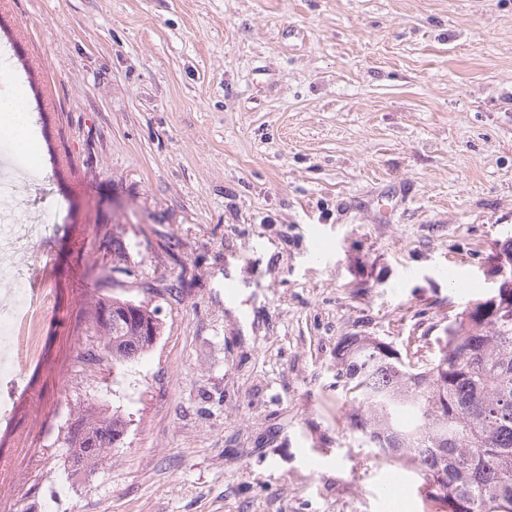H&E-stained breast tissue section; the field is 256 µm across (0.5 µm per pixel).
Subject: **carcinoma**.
I'll return each instance as SVG.
<instances>
[{"label":"carcinoma","mask_w":512,"mask_h":512,"mask_svg":"<svg viewBox=\"0 0 512 512\" xmlns=\"http://www.w3.org/2000/svg\"><path fill=\"white\" fill-rule=\"evenodd\" d=\"M88 332L99 342L86 356L119 368L154 346L161 324L142 302L101 297ZM338 356L357 448L413 471L436 512H512V288L458 312L430 361L372 338L344 341ZM126 427L117 413L78 410L64 437L70 475L95 474Z\"/></svg>","instance_id":"carcinoma-1"}]
</instances>
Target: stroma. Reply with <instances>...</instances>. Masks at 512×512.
I'll use <instances>...</instances> for the list:
<instances>
[{"instance_id": "1", "label": "stroma", "mask_w": 512, "mask_h": 512, "mask_svg": "<svg viewBox=\"0 0 512 512\" xmlns=\"http://www.w3.org/2000/svg\"><path fill=\"white\" fill-rule=\"evenodd\" d=\"M0 159L46 279L0 512H426L352 445L336 347L420 359L512 239V0H0ZM242 283L224 296V276ZM156 308L120 368L94 299ZM128 422L68 478L76 408Z\"/></svg>"}]
</instances>
